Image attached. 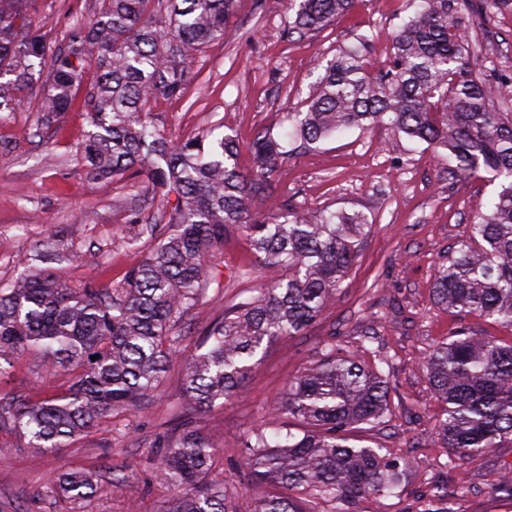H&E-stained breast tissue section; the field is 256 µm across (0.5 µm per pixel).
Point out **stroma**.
<instances>
[{"label": "stroma", "instance_id": "1", "mask_svg": "<svg viewBox=\"0 0 512 512\" xmlns=\"http://www.w3.org/2000/svg\"><path fill=\"white\" fill-rule=\"evenodd\" d=\"M96 7L97 0H34L29 19L63 45L71 27ZM413 10V0H356L326 29L290 38L285 31L294 13L288 0H235L229 24L238 38L198 52L197 75L183 96L152 102L149 110L159 129L176 141L199 135L210 145L233 137L242 149V170L251 171L248 147L254 136L267 127L288 130L286 115L300 109L322 73L321 63L355 45L361 34L372 38L370 60L385 62L392 51L390 32ZM474 35L484 43L486 68L512 74V6ZM45 91L44 82L33 83L14 111L0 114V285L57 229L80 258L52 264L56 277L71 285L91 281L108 288L140 258L124 244L123 228L141 181L125 174L104 183L89 180L72 151L89 130L86 94L78 92L68 111L49 120L39 110ZM446 167L425 143L396 137L381 126L336 135L291 156L275 174L276 191L260 205V216L287 207L360 211L373 227L341 296L323 319L304 335L279 338L259 355L237 393L192 417L218 449L214 474L228 481L237 500L281 494L279 485L258 481L246 469L240 441L264 426L289 382L318 360L321 342L332 333L344 351L381 368L392 388L389 421L353 430L352 438L382 449L402 471L394 496H364L351 512H512V503L493 489L501 470L512 465V441L501 442L480 460H454L431 434L446 405L429 382L428 351L461 328L472 336L512 341V330L448 313L433 302L437 263L467 238L473 215L499 189L487 173L459 182L449 179ZM218 259L245 277L207 289L203 306L213 318L279 276L274 269L253 272L254 256L236 230L226 235ZM365 330L375 334L366 348L359 338ZM179 334L161 389L147 410L113 414L111 425L90 429L47 453L27 439L0 434V512H165L174 494L155 477L148 443L185 418L177 396L183 363L202 337V321L185 318ZM384 355L388 364H379ZM71 383L68 373L54 368L33 373L30 359L21 356L11 377L0 381V390L49 398ZM71 469L106 480L128 474L134 481L119 489L104 487L96 499L74 504L52 493L61 474ZM437 486L447 492L446 500L434 498Z\"/></svg>", "mask_w": 512, "mask_h": 512}]
</instances>
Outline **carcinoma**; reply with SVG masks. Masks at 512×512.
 <instances>
[{
    "label": "carcinoma",
    "mask_w": 512,
    "mask_h": 512,
    "mask_svg": "<svg viewBox=\"0 0 512 512\" xmlns=\"http://www.w3.org/2000/svg\"><path fill=\"white\" fill-rule=\"evenodd\" d=\"M183 2L171 12L163 0H100L61 49L31 25L32 0H0V111L43 77L49 90L41 111L53 118L90 75L91 130L74 148L86 176L144 175L140 202L176 198L153 224L139 223V208L131 209L125 243H142L141 259L112 288L92 281L72 287L39 269L44 258H80L56 232L0 288V376L25 355L75 378L52 398L0 392V433L22 435L35 448H63L114 412L150 406L175 352L176 328L185 316L200 314L230 227L249 238L253 270L275 268L281 275L206 320L199 352L186 366L184 409H206L236 393L259 351L278 336L303 334L336 301L373 224L362 212L292 207L264 221L253 218V207L273 195V177L288 162L287 140L311 149L345 129L385 124L426 143L457 181L492 174L500 190L474 216L467 239L438 263L433 295L450 311L512 331V76L482 72L472 40L475 26L509 0H418L389 33L392 54L382 67H373L361 49L336 54L305 111L288 113V138L269 128L257 134L248 175L239 168L235 139L226 136L208 150L196 136L174 142L145 111L152 100L179 95L195 74L196 52L229 37L235 0ZM292 2L287 33L302 37L329 26L355 0ZM335 336L270 412L269 423L286 414L302 425L300 433L261 430L241 441L250 473L288 494L238 502L225 479L210 476L215 446L187 426L151 444L155 475L175 492L166 512H311L306 496L349 505L366 494L392 493L400 481L397 463L379 448L349 444L354 427L383 422L389 383L336 348ZM425 366L447 404L446 417L434 426L438 440L472 461L512 440V342L454 332L429 351ZM96 491V478L79 470L62 473L52 489L77 502Z\"/></svg>",
    "instance_id": "carcinoma-1"
}]
</instances>
